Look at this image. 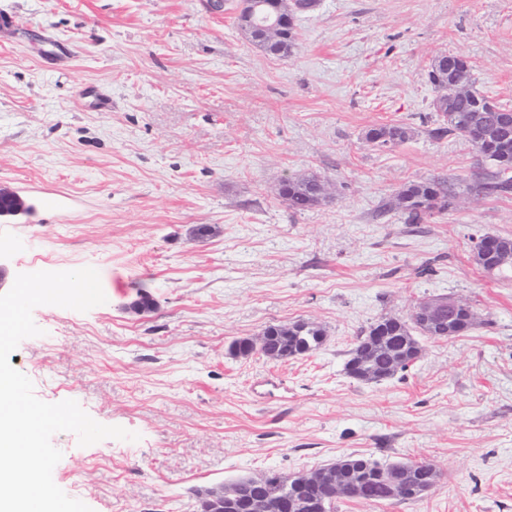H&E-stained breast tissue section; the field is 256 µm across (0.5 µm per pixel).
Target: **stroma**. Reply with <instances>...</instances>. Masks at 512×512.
Returning a JSON list of instances; mask_svg holds the SVG:
<instances>
[{"instance_id": "35a3bbf8", "label": "stroma", "mask_w": 512, "mask_h": 512, "mask_svg": "<svg viewBox=\"0 0 512 512\" xmlns=\"http://www.w3.org/2000/svg\"><path fill=\"white\" fill-rule=\"evenodd\" d=\"M235 5L0 0V189L28 207L0 218L5 283L92 267L107 298L36 307L41 334L9 362L42 401L139 436L55 434L54 482L92 512H200L196 490L360 454L440 479L409 503L336 512H512V269L487 275L470 242L512 238V197L462 193L416 227L377 213L408 181L482 173L469 143L429 137L425 72L463 55L512 104V0H320L287 59L251 44ZM391 121L406 142L364 141ZM309 173L331 199L293 213L280 184ZM143 290L155 305L138 312ZM436 296L471 302L476 326L422 339L393 379L345 374L361 330ZM298 320L325 330L312 354L229 353ZM263 378L275 399L255 392Z\"/></svg>"}]
</instances>
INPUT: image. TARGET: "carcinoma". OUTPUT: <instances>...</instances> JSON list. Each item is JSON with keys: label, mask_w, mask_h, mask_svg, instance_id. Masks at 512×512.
Returning <instances> with one entry per match:
<instances>
[{"label": "carcinoma", "mask_w": 512, "mask_h": 512, "mask_svg": "<svg viewBox=\"0 0 512 512\" xmlns=\"http://www.w3.org/2000/svg\"><path fill=\"white\" fill-rule=\"evenodd\" d=\"M302 13L294 12L281 22L277 14L261 8L255 14L240 10L237 24L249 41L273 57L292 55L297 40V26ZM280 27L279 38L272 42L256 40L257 34L272 23ZM473 66L461 55H438L427 66V79L435 97L434 111L442 117L439 126L429 130L434 139L455 135L469 142L490 164L491 170L466 185V190L481 198H502L512 194V105L495 99L476 88ZM411 129L397 122L369 128L364 140L374 147H394L410 138ZM456 183L446 178H428L405 183L398 191L384 197L379 205L382 215L395 213L405 224H427L454 204ZM280 196L288 207L302 212L328 202L324 181L315 174L288 176L280 186ZM491 248L472 246L475 263L483 270L501 271L489 257ZM440 306L432 314H422L423 303L413 305L407 317H384L373 323L349 351L344 365L347 375L362 383L379 384L393 378L416 360L421 351L420 338L446 339L460 336L475 323L472 305L462 302L448 310V297L428 299ZM324 342V330L310 321L288 326L269 325L256 339L232 342L235 355L259 354L281 361L316 351ZM263 495L272 501L288 497L292 512H305L310 502H322L326 512H336V500L358 499L365 503H403L422 497L440 478L431 463L396 462L382 464L367 456L348 455L327 464L310 475H286L276 470L263 474ZM405 487L399 497L393 494V480ZM224 492V512H250L254 488L251 477H239L199 492L206 500Z\"/></svg>", "instance_id": "1"}]
</instances>
